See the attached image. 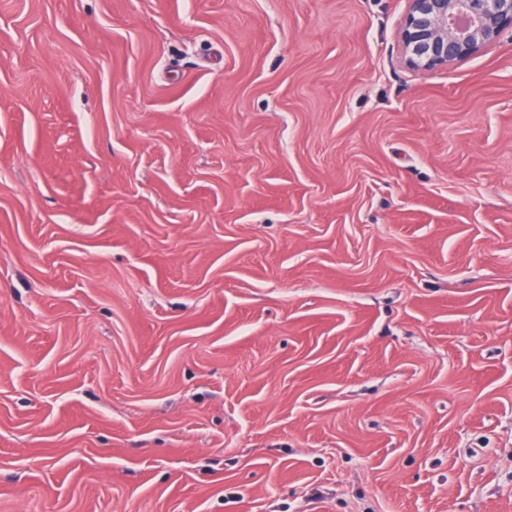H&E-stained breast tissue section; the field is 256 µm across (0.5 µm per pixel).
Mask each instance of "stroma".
Here are the masks:
<instances>
[{"instance_id":"obj_1","label":"stroma","mask_w":512,"mask_h":512,"mask_svg":"<svg viewBox=\"0 0 512 512\" xmlns=\"http://www.w3.org/2000/svg\"><path fill=\"white\" fill-rule=\"evenodd\" d=\"M408 0H0V512H512V36ZM408 2L402 42L412 67L433 70L462 62L512 31V0Z\"/></svg>"}]
</instances>
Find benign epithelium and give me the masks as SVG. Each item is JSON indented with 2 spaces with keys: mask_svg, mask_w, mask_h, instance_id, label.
I'll use <instances>...</instances> for the list:
<instances>
[{
  "mask_svg": "<svg viewBox=\"0 0 512 512\" xmlns=\"http://www.w3.org/2000/svg\"><path fill=\"white\" fill-rule=\"evenodd\" d=\"M512 31V0H409L402 28L408 65L462 62Z\"/></svg>",
  "mask_w": 512,
  "mask_h": 512,
  "instance_id": "benign-epithelium-1",
  "label": "benign epithelium"
}]
</instances>
